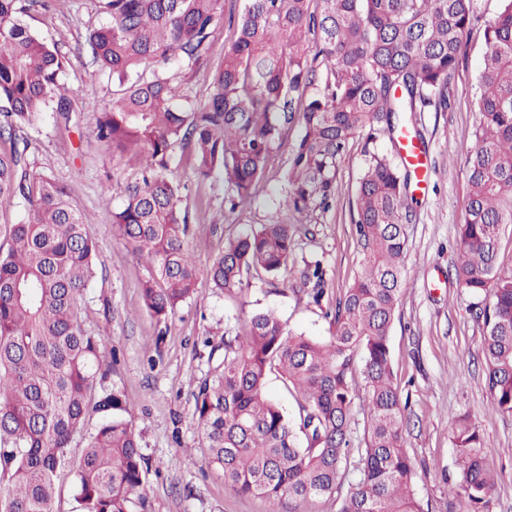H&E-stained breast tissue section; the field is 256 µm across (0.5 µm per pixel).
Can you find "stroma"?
Returning a JSON list of instances; mask_svg holds the SVG:
<instances>
[{
	"instance_id": "stroma-1",
	"label": "stroma",
	"mask_w": 512,
	"mask_h": 512,
	"mask_svg": "<svg viewBox=\"0 0 512 512\" xmlns=\"http://www.w3.org/2000/svg\"><path fill=\"white\" fill-rule=\"evenodd\" d=\"M477 21L463 39L458 75L450 86L445 112L414 117L428 163L425 193L409 202L405 258L408 285L400 299L390 333L394 371L406 403V449L415 463L414 486L425 512H465L458 493L459 468L452 439L458 417L469 416L488 444L487 464L496 475L485 512H512V414L491 406L481 354L484 329L474 316L476 300L459 288L454 276L457 230L468 194L467 161L478 123L475 84L487 51L486 24L499 13L500 0H477ZM237 0H224L226 16L214 31L208 56L197 66L174 70L184 106L208 101L212 76L231 34L227 15ZM24 22L47 43L72 59L61 76L71 90L73 110L61 118L49 110L20 137L29 143L30 167L67 186L88 215L97 244L96 274L84 293L85 328L106 332L112 370L105 384L133 402V425L140 435L146 476L145 512H268L259 497L236 494L222 473L208 466L194 417L197 381L208 370L212 347L225 333L243 332L252 314L275 311L288 328L318 340L329 339L336 299L360 272L355 232V194L368 151L393 154L386 134L375 142L351 139L339 165L336 194L328 210L309 218L287 212L283 218L297 230L294 274L275 286L264 274H251L243 291L222 295L206 271L219 243L241 228H260L278 205L283 176L300 136L299 125L284 132L272 154L266 180L253 201L229 210L224 185L198 182L182 159L173 166L182 183L183 207L206 206L208 217L197 222L191 249L200 271L196 291L167 321L146 311L141 284L149 266L116 233L112 214L128 189L141 177L142 162L133 154H113L96 137L97 111L112 99L111 78L77 56L89 29L102 26L98 0H48L28 11ZM321 260L326 271L324 297L314 304L299 276L306 262Z\"/></svg>"
}]
</instances>
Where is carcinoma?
<instances>
[{"label": "carcinoma", "mask_w": 512, "mask_h": 512, "mask_svg": "<svg viewBox=\"0 0 512 512\" xmlns=\"http://www.w3.org/2000/svg\"><path fill=\"white\" fill-rule=\"evenodd\" d=\"M311 2L243 0L210 99L183 109L171 66L207 56L224 0H100L106 22L89 32L87 45L117 89L98 112L96 135L115 154L142 156L143 185L113 213V225L151 268L141 292L159 323L194 294L198 275L181 181L169 168L175 150L198 180H222L233 211L253 200L283 131L298 123L302 136L279 206L308 216L330 206L350 139L398 130L420 141L412 114L448 111L475 0H319L318 11ZM501 2L484 30L454 273L460 288L480 298L492 408L512 414V268L498 262L502 227L512 224V0ZM39 3L0 0V203L24 209L0 254V512H54L66 470L72 512H133L144 503L148 472L134 406L117 390L96 388V377L111 371L108 338L81 321L96 255L89 221L64 185L30 169L29 143L17 135L52 104L69 119L60 75L70 59L21 20ZM409 178L391 157L369 154L355 199L361 273L336 299L329 339L296 334L272 311L258 313L244 335L224 339V354L211 350L197 382L207 463L236 494L265 499L269 512H281L287 499L333 498L336 512H424L389 346L407 285ZM296 249L294 225L273 216L226 238L207 275L225 294L241 291L253 270L272 283L292 274ZM301 276L320 303L321 261L306 263ZM272 373L296 398L292 416L266 393ZM358 401L366 426L356 446L350 415ZM95 414L102 419L89 432ZM77 438L84 448L74 461L69 448ZM453 444L459 488L469 512H481L494 488L486 440L463 416Z\"/></svg>", "instance_id": "obj_1"}]
</instances>
